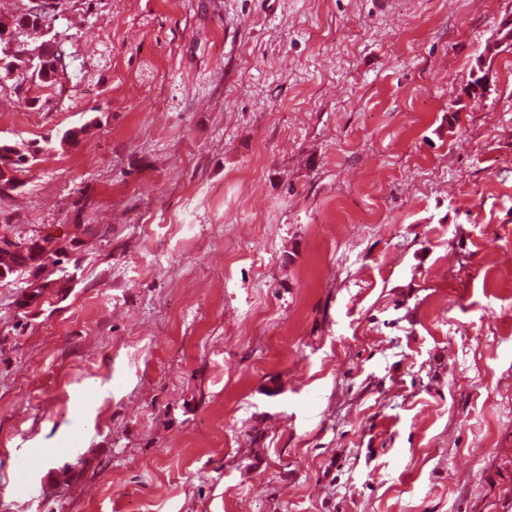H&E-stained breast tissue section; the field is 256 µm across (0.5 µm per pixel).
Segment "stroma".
<instances>
[{
  "label": "stroma",
  "mask_w": 512,
  "mask_h": 512,
  "mask_svg": "<svg viewBox=\"0 0 512 512\" xmlns=\"http://www.w3.org/2000/svg\"><path fill=\"white\" fill-rule=\"evenodd\" d=\"M510 15L61 0L66 77L0 73L5 232L80 259L0 285V512H512Z\"/></svg>",
  "instance_id": "obj_1"
}]
</instances>
